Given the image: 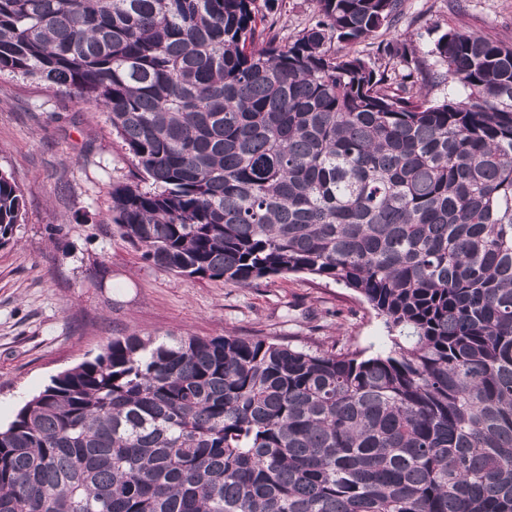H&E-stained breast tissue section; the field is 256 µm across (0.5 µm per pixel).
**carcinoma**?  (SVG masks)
<instances>
[{
  "label": "carcinoma",
  "instance_id": "1",
  "mask_svg": "<svg viewBox=\"0 0 512 512\" xmlns=\"http://www.w3.org/2000/svg\"><path fill=\"white\" fill-rule=\"evenodd\" d=\"M314 2L285 37L279 0H0V72L105 112L151 182L112 186L145 259L315 275L402 335L114 336L0 427V512H512V41ZM24 217L1 170L0 247Z\"/></svg>",
  "mask_w": 512,
  "mask_h": 512
}]
</instances>
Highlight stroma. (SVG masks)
I'll list each match as a JSON object with an SVG mask.
<instances>
[{"label": "stroma", "instance_id": "35a3bbf8", "mask_svg": "<svg viewBox=\"0 0 512 512\" xmlns=\"http://www.w3.org/2000/svg\"><path fill=\"white\" fill-rule=\"evenodd\" d=\"M406 0L421 50L451 27L512 40V0ZM0 170L20 187L25 218L0 248V425L58 373L131 332L165 337L265 336L296 347L389 350L392 332L357 293L308 274L236 288L145 260L112 222L114 184L143 178L104 112L42 81L0 74Z\"/></svg>", "mask_w": 512, "mask_h": 512}]
</instances>
